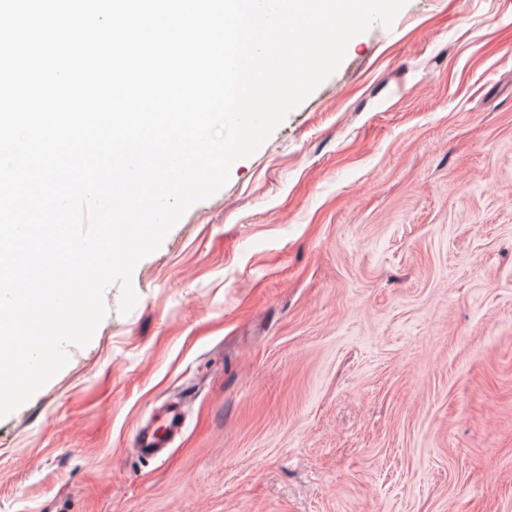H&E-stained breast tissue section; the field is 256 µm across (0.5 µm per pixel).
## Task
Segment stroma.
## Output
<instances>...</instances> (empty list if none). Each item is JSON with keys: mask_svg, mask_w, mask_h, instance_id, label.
<instances>
[{"mask_svg": "<svg viewBox=\"0 0 512 512\" xmlns=\"http://www.w3.org/2000/svg\"><path fill=\"white\" fill-rule=\"evenodd\" d=\"M132 281L0 420V512H512V0L352 38ZM168 412L162 416L159 428L152 429L142 426L136 431V449L140 456L146 459H156L162 456L169 448L168 439L178 435L185 425L183 407L179 402L170 404ZM163 433H160L161 430Z\"/></svg>", "mask_w": 512, "mask_h": 512, "instance_id": "1", "label": "stroma"}]
</instances>
